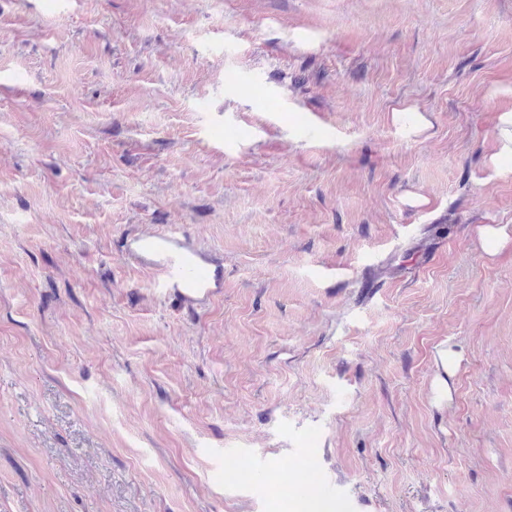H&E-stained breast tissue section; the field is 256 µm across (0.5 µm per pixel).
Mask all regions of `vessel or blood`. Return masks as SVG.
Instances as JSON below:
<instances>
[{
	"mask_svg": "<svg viewBox=\"0 0 512 512\" xmlns=\"http://www.w3.org/2000/svg\"><path fill=\"white\" fill-rule=\"evenodd\" d=\"M186 241L182 232H164L126 243L125 250L153 257L163 276V287L175 291L191 288L209 294L218 286L221 272L211 259L188 247Z\"/></svg>",
	"mask_w": 512,
	"mask_h": 512,
	"instance_id": "vessel-or-blood-1",
	"label": "vessel or blood"
}]
</instances>
